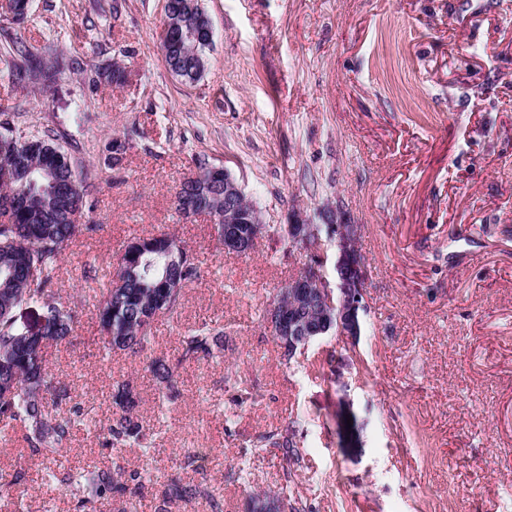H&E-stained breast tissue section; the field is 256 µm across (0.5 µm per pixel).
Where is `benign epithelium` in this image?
<instances>
[{
	"mask_svg": "<svg viewBox=\"0 0 512 512\" xmlns=\"http://www.w3.org/2000/svg\"><path fill=\"white\" fill-rule=\"evenodd\" d=\"M224 181V221L235 223V196L241 193V188L229 174ZM329 211L322 212L327 224L328 240L336 246V287L319 270V265H312L309 272H303L288 281L283 291L292 298L309 305L320 304L325 315H334L335 321H327L317 328L306 329L299 324H288V347L294 352L308 347L310 340L317 334L328 333L341 338L355 339L360 334V311L365 308L367 288V263L358 252V240L362 226L352 224L342 217L332 219ZM306 220L298 215L289 218L288 238L300 248H306L308 236L303 234Z\"/></svg>",
	"mask_w": 512,
	"mask_h": 512,
	"instance_id": "7a95c632",
	"label": "benign epithelium"
}]
</instances>
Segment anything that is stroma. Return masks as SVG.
Returning a JSON list of instances; mask_svg holds the SVG:
<instances>
[{
    "mask_svg": "<svg viewBox=\"0 0 512 512\" xmlns=\"http://www.w3.org/2000/svg\"><path fill=\"white\" fill-rule=\"evenodd\" d=\"M201 3L213 45L193 84L162 54L166 0H31L21 25L0 11V33L75 61L21 88L0 36V110L61 145L87 186L89 230L56 283L80 321L45 357L86 417L110 418L117 384L132 386L154 439L151 454L119 453L152 471L138 512L195 471L224 512L261 493L284 497L286 512H512V0ZM115 62L129 74L119 86L100 77ZM132 129L113 163L112 139ZM200 158L261 210L266 233L249 257L224 254L208 218L174 209ZM336 207L362 227L363 328L287 362L262 311L308 258L283 226ZM164 232L204 276L177 321L154 323L150 355L177 357L205 322L224 333L214 357L181 369L169 405L147 357L107 354L92 309L123 245ZM231 370L260 404L238 403ZM288 426L293 453L257 449ZM115 454L81 426L58 462ZM44 467L21 435L7 439L0 470L25 478L0 512H76Z\"/></svg>",
    "mask_w": 512,
    "mask_h": 512,
    "instance_id": "stroma-1",
    "label": "stroma"
}]
</instances>
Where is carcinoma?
<instances>
[{
	"label": "carcinoma",
	"mask_w": 512,
	"mask_h": 512,
	"mask_svg": "<svg viewBox=\"0 0 512 512\" xmlns=\"http://www.w3.org/2000/svg\"><path fill=\"white\" fill-rule=\"evenodd\" d=\"M19 24L28 12V0H5L0 6ZM168 28L162 43L170 71L185 83H195L205 70L209 41V17L200 0H168ZM6 66L18 82L31 74L61 72L72 67L64 57L51 60L36 55L21 38L9 37ZM85 189L71 157L63 147L36 134L15 131L10 121L0 122V430L19 427L32 451L53 458L66 449L79 418L77 409L63 406L73 400L70 390L56 381L44 357L50 343L68 339L78 322V311L61 301L54 290L57 272L76 238L90 224H78L83 215ZM176 210L182 215L207 214L224 218V171L199 163L196 175L185 178L175 194ZM219 244L224 229L237 233L248 247L255 229L240 221L217 222ZM176 237L149 234L130 240L122 249L110 286L96 298V316L104 333L105 349L133 355L145 352L151 343V328L159 316L179 315L185 287L202 278L200 262L187 248H178ZM35 303L47 311V327L34 334L18 324L15 311ZM305 317L288 297L273 298L263 320L288 321ZM224 341V333L204 323L182 337L181 357L173 362L151 357L147 370L157 380L163 399L171 403L179 395V367L210 356ZM114 401L120 412L99 423L103 445L117 451L138 446L151 451L152 442L134 415L136 401L129 385L117 386ZM265 448L296 447L293 430L271 432L262 438ZM44 478L57 482L85 506L115 496H130L129 512H137L133 496L147 478L114 461L109 466L75 468L64 473L45 471ZM204 499L211 512H223L222 499L205 480L178 479L162 493L163 506L178 500Z\"/></svg>",
	"instance_id": "obj_1"
}]
</instances>
